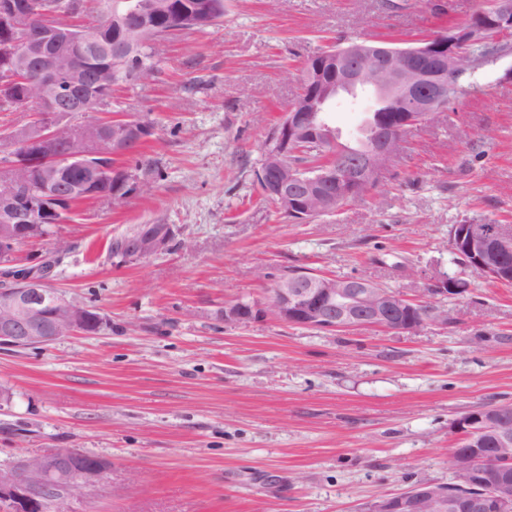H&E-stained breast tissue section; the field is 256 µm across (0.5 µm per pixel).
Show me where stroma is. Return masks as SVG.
<instances>
[{
    "label": "stroma",
    "mask_w": 512,
    "mask_h": 512,
    "mask_svg": "<svg viewBox=\"0 0 512 512\" xmlns=\"http://www.w3.org/2000/svg\"><path fill=\"white\" fill-rule=\"evenodd\" d=\"M484 0H224L205 32L157 48L158 70L112 95L154 134L100 197L22 245L69 250L52 285L92 306L96 333L0 350V467L75 450L105 460L70 512H366L420 482L447 484L452 423L512 401V286L461 270L450 229L512 225V56L464 80L405 135L378 185L331 216L291 223L255 173L298 92L302 64L336 40L411 42ZM134 224H175L146 260L112 257ZM302 266L423 298L445 273L447 325L326 332L225 321L263 273Z\"/></svg>",
    "instance_id": "obj_1"
}]
</instances>
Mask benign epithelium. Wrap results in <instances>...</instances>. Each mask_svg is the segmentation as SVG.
<instances>
[{"instance_id": "obj_1", "label": "benign epithelium", "mask_w": 512, "mask_h": 512, "mask_svg": "<svg viewBox=\"0 0 512 512\" xmlns=\"http://www.w3.org/2000/svg\"><path fill=\"white\" fill-rule=\"evenodd\" d=\"M89 0H65L58 9L44 8L42 0H0V102L34 114L26 136L13 148L10 169L19 178L0 188V258L6 260L0 277V346H47L84 331L91 313L86 305L51 287L56 265L42 259L38 265L17 269L14 258L25 242L37 238L39 226L59 222L58 202L67 196H88L102 175L112 176L110 159L152 131L144 122L124 119L121 130L112 124L111 99L92 88L87 72L59 63L101 40L106 27L116 24L112 10L101 12L94 27L78 25ZM135 36L125 39L107 73L139 81L144 78L143 48L157 46L168 35L157 29L130 25ZM512 30V0H493L483 21L452 26L440 33L397 46L390 40H366L338 45L313 56L299 79L301 99L293 102L272 132L260 169L261 189L301 223L330 207H338L363 188L376 184L400 147L402 127L370 125V144L357 154L345 151L336 165H299L303 141L309 147L336 148V130L321 116L339 97L369 88L374 112L395 107L404 123L413 124L444 111L451 99L452 82L464 66L462 48L483 43L494 31ZM88 116L73 128L68 116ZM72 166L87 173L81 183L63 185L62 175ZM38 172L37 188L21 193L26 174ZM454 251L470 256L469 267L481 270L497 283L511 281L504 252L512 249V225L482 229L474 224L451 228ZM176 238L174 224H148L133 238L113 246L112 256L142 260L170 249ZM267 281L261 299H238L224 305V319L249 323L269 318L285 324L326 331L381 327L409 333L427 322L448 325V311L434 297L458 294L446 289L441 277L429 289L433 298L407 297L361 277L300 270L263 275ZM466 448L453 449L454 491L423 483L385 496L368 512H512V412L489 406L470 411L453 421ZM494 434L497 451L487 459L480 437ZM86 454L60 450L25 456L7 470L0 469V509L3 512H69L68 500L77 491L100 481L107 464L81 460Z\"/></svg>"}]
</instances>
